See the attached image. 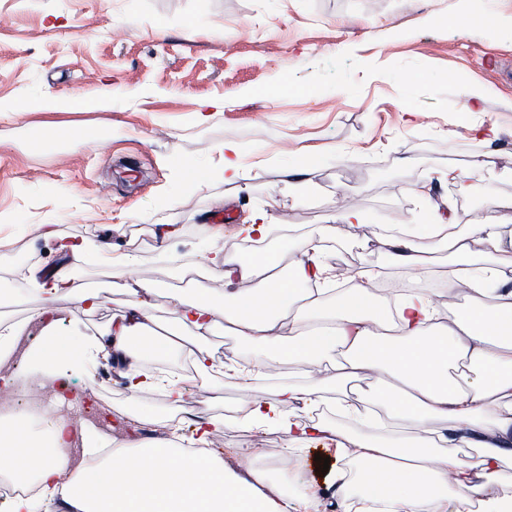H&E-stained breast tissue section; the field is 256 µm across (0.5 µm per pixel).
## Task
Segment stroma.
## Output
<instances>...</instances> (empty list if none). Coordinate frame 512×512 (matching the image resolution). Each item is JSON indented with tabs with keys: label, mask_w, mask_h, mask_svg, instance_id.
Segmentation results:
<instances>
[{
	"label": "stroma",
	"mask_w": 512,
	"mask_h": 512,
	"mask_svg": "<svg viewBox=\"0 0 512 512\" xmlns=\"http://www.w3.org/2000/svg\"><path fill=\"white\" fill-rule=\"evenodd\" d=\"M492 9L493 26L476 31L469 16ZM0 285H19L17 320L43 306L29 271L53 274L62 242L109 241L107 261L89 255L71 267L73 281L99 291L97 309L57 297L60 334L81 339L103 331L124 309L127 289L153 283L149 312L160 329L191 335L175 322L167 295L192 294L212 278L214 256L249 246L241 233L265 213L290 239L280 271L302 257L300 238L332 227L320 259L336 268L367 266L380 281L397 279L431 293L437 321L469 309L468 294L448 287L456 258L447 244L423 242L422 268L392 266L387 236L399 225L452 215L459 228L501 221L496 202L512 200V0H0ZM109 97L108 111L50 109L54 100ZM223 98L204 122L202 103ZM49 129L65 137L42 149ZM238 149L240 176L225 181V145ZM310 181L295 176L307 156ZM483 161L466 185L448 168ZM206 178L184 180L185 165ZM352 195L362 226L343 223L337 191ZM56 234L39 236L38 225ZM177 225L174 238L157 231ZM135 252L129 267L120 253ZM206 344L214 371L187 388L181 403L151 387L131 392L113 367L96 397L115 409L112 436L132 437L131 414L151 409L158 438L177 424L197 436L196 411L229 417L212 430L210 449L225 468H266L282 433L232 424L238 405L275 401L286 384H302V367L267 357L216 327ZM260 361L249 383L222 366ZM336 439L299 441L287 468L268 482L305 512L306 492L318 512H342L331 480L354 473L337 457ZM330 461L317 469V457Z\"/></svg>",
	"instance_id": "35a3bbf8"
}]
</instances>
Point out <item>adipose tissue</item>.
<instances>
[{
  "label": "adipose tissue",
  "mask_w": 512,
  "mask_h": 512,
  "mask_svg": "<svg viewBox=\"0 0 512 512\" xmlns=\"http://www.w3.org/2000/svg\"><path fill=\"white\" fill-rule=\"evenodd\" d=\"M426 234L451 244L457 256L454 280L468 284L473 301L465 315L447 323L436 322L426 296H407L392 309L379 304L361 282L336 296L333 311H325L321 285L334 271L318 260L322 237L317 234L304 238V260L285 274L278 272L274 252L227 259L224 281L236 287L231 302L203 284L189 295L170 293L171 312L196 329L194 337L153 332L146 297L155 287L143 282L130 289L128 310L113 317L104 334L76 343L52 326L42 327L24 351L26 371L4 382L29 393L69 373L91 374L106 357L122 366L137 390L157 383L139 368L147 352L159 358L187 354L195 369L205 372L211 360L205 334L222 323L238 341L273 344L275 356L304 368L308 384L280 388L283 403L316 404L327 388L375 373L385 380L379 396L394 418L416 430L431 421L446 425L445 434L410 437L408 450L401 452L377 437H348L342 454L356 463L362 494L353 498L346 477L336 475L344 512H374L378 503L387 512H426L431 505L447 512L441 495L449 487L456 506L477 500L484 512H507L496 489L512 482V290L506 287L512 280V237L504 238L496 223L461 231L440 222ZM479 243L490 262L475 261ZM60 252L67 263L45 288L47 300L65 295L78 308H97L99 292L75 288L69 275V263L86 259L85 245H64ZM255 280L265 282V289H250ZM298 299L312 324H287ZM41 420V432L26 425L0 426V470L16 471L21 455H33L44 500H61L71 512H288L286 494L262 492L266 474L255 473L249 482L225 471L223 459L206 447L207 433L199 434L193 448L185 447L174 430L134 446L90 423L71 436L53 415ZM239 420L279 426L292 442L337 433L328 421L307 423L256 402L240 407ZM71 448L76 456H68Z\"/></svg>",
  "instance_id": "ef3b65f1"
}]
</instances>
